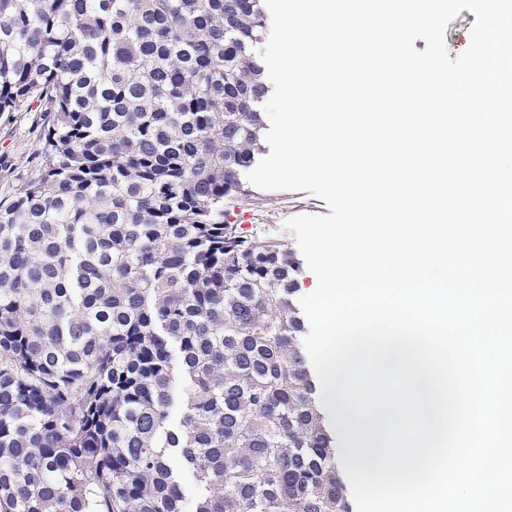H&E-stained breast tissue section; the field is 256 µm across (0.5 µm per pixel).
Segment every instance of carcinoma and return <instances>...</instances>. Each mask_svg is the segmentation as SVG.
Returning <instances> with one entry per match:
<instances>
[{
    "label": "carcinoma",
    "mask_w": 512,
    "mask_h": 512,
    "mask_svg": "<svg viewBox=\"0 0 512 512\" xmlns=\"http://www.w3.org/2000/svg\"><path fill=\"white\" fill-rule=\"evenodd\" d=\"M267 26L262 0H0V115L46 116L0 204V512H353L301 259L227 220Z\"/></svg>",
    "instance_id": "obj_1"
}]
</instances>
